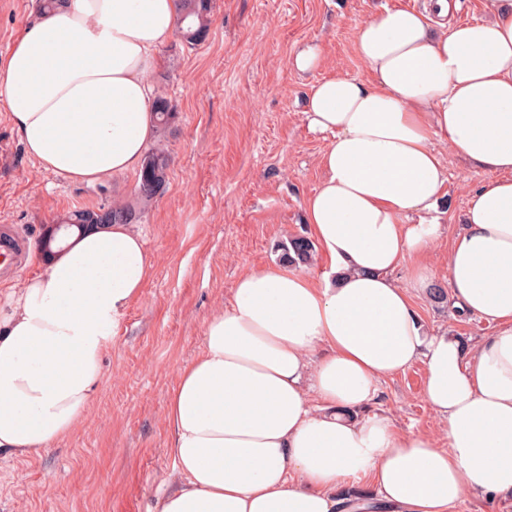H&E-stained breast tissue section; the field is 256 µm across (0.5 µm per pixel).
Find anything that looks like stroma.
Returning <instances> with one entry per match:
<instances>
[{
	"label": "stroma",
	"instance_id": "stroma-1",
	"mask_svg": "<svg viewBox=\"0 0 512 512\" xmlns=\"http://www.w3.org/2000/svg\"><path fill=\"white\" fill-rule=\"evenodd\" d=\"M425 0H215L205 42L181 37L159 51L155 95L175 108L173 132L156 131L151 147L170 157L162 195L139 205L138 175L100 184L74 183L27 155L0 106V225L30 243L24 265L0 281L36 273L46 225L76 208L138 205L134 227L154 265L103 358L91 410L52 447L26 458L0 456V512H156L173 462L166 424L179 368L200 352L211 315L227 306L239 276L280 264V244L307 234L305 201L325 176L327 134L314 131L305 97L317 81L372 75L352 53L357 27L381 7L423 8ZM37 0H0V58L36 14ZM308 44L320 68L298 72L291 56ZM448 180L440 208L443 234L423 259L431 273L409 292L425 327L480 341L491 324L456 315L446 287L445 256L462 227L468 192L487 178L445 156ZM417 362L380 383L373 412L402 432L435 435L438 420L424 399Z\"/></svg>",
	"mask_w": 512,
	"mask_h": 512
}]
</instances>
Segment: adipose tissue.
<instances>
[{
	"label": "adipose tissue",
	"instance_id": "obj_1",
	"mask_svg": "<svg viewBox=\"0 0 512 512\" xmlns=\"http://www.w3.org/2000/svg\"><path fill=\"white\" fill-rule=\"evenodd\" d=\"M448 24L384 8L358 28L372 84L312 85L326 172L305 201L323 273L244 272L178 371L166 420L179 482L157 512H455L512 498V0ZM178 0H56L0 60V105L46 171L98 182L140 170L156 130L149 77ZM488 179L447 256L461 314L491 335L425 330L408 283L441 236L439 152ZM154 259L126 224L90 227L11 285L0 307V455L26 457L89 411L102 361ZM440 437L371 412L381 379L415 362ZM365 477L372 492L345 491Z\"/></svg>",
	"mask_w": 512,
	"mask_h": 512
}]
</instances>
